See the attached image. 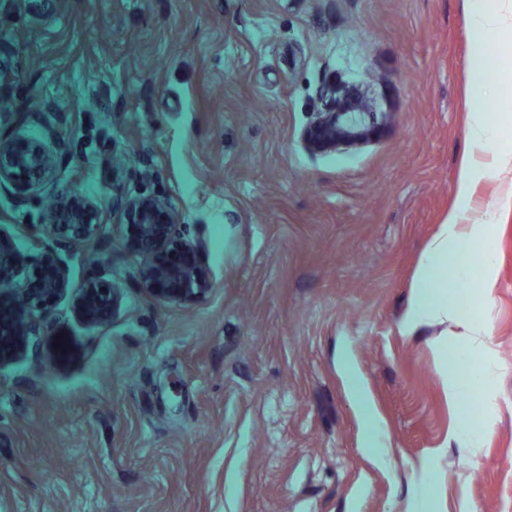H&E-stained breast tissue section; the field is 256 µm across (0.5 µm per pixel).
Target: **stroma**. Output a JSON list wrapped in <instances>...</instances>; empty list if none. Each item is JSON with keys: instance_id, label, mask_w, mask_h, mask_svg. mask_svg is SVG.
<instances>
[{"instance_id": "stroma-1", "label": "stroma", "mask_w": 512, "mask_h": 512, "mask_svg": "<svg viewBox=\"0 0 512 512\" xmlns=\"http://www.w3.org/2000/svg\"><path fill=\"white\" fill-rule=\"evenodd\" d=\"M463 0H0V129L68 144L27 205L0 188V234L44 238L51 199H168L212 290L149 297L115 222L60 252L70 289L47 357L0 362V512H512V173L496 212L492 334L407 324L414 272L456 202L466 148ZM369 87L394 120L372 144L314 155L301 131L329 82ZM116 288L102 326L73 311ZM68 356L54 360L56 336ZM455 338L495 370L492 435L455 439L442 373ZM346 351L393 463L361 448L336 365ZM118 305L114 288L97 278H90L73 300L77 315L91 326L105 324Z\"/></svg>"}]
</instances>
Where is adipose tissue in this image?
I'll list each match as a JSON object with an SVG mask.
<instances>
[{"label": "adipose tissue", "instance_id": "adipose-tissue-1", "mask_svg": "<svg viewBox=\"0 0 512 512\" xmlns=\"http://www.w3.org/2000/svg\"><path fill=\"white\" fill-rule=\"evenodd\" d=\"M465 5L474 41L468 62L470 119L459 164L458 206L449 212L442 232L423 254L407 317L415 323L444 315L465 329L473 342L482 344L490 335V324L476 312L488 298L468 291L467 281L475 264L489 269L493 261L484 247L486 222L474 215L471 200L478 180L489 174L512 172V139L506 134V125L489 122L483 108L492 86L512 82V0H465ZM448 358L445 378L451 402L458 403L462 395L479 389L492 377L489 366L474 364L456 347H449ZM339 366L362 420L365 452L378 463L390 464L384 427L373 412L350 357L341 355Z\"/></svg>", "mask_w": 512, "mask_h": 512}]
</instances>
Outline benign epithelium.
I'll list each match as a JSON object with an SVG mask.
<instances>
[{"mask_svg":"<svg viewBox=\"0 0 512 512\" xmlns=\"http://www.w3.org/2000/svg\"><path fill=\"white\" fill-rule=\"evenodd\" d=\"M323 107L313 113L301 133L312 154L345 153L378 139L391 113L377 110L367 89L357 85L327 86ZM58 154L42 142L0 134V188L13 189L17 206L53 172ZM112 218L122 228L125 247L142 258L140 284L148 294L172 303L204 298L211 280L201 261L203 242L186 234L177 211L165 198L120 193L112 198ZM101 209L90 199L62 194L53 203L45 232L50 243L36 256L22 253L14 240L0 235V361L39 359L48 335L45 314L69 289L67 268L57 250L77 247L97 238L103 224ZM119 305L114 288L89 279L75 295L73 308L91 326L105 324Z\"/></svg>","mask_w":512,"mask_h":512,"instance_id":"obj_1","label":"benign epithelium"}]
</instances>
